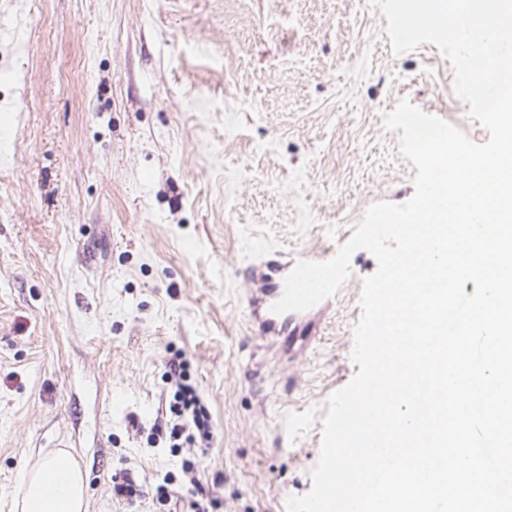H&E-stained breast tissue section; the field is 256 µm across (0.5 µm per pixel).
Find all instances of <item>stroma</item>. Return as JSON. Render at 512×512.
<instances>
[{"label":"stroma","instance_id":"35a3bbf8","mask_svg":"<svg viewBox=\"0 0 512 512\" xmlns=\"http://www.w3.org/2000/svg\"><path fill=\"white\" fill-rule=\"evenodd\" d=\"M386 25L369 0H0V512L58 454L85 512H166L160 485L210 512L311 490L322 425L292 441L284 417L358 372L378 263L353 254L312 347L256 335L263 263L330 259L413 197L399 100L489 138L438 48L394 55ZM177 354L205 449L169 437Z\"/></svg>","mask_w":512,"mask_h":512}]
</instances>
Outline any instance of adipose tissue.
<instances>
[{
    "mask_svg": "<svg viewBox=\"0 0 512 512\" xmlns=\"http://www.w3.org/2000/svg\"><path fill=\"white\" fill-rule=\"evenodd\" d=\"M84 480L81 470L69 466L67 486L63 491L49 492L42 486L39 473L24 476L19 487L21 512H81Z\"/></svg>",
    "mask_w": 512,
    "mask_h": 512,
    "instance_id": "obj_1",
    "label": "adipose tissue"
}]
</instances>
